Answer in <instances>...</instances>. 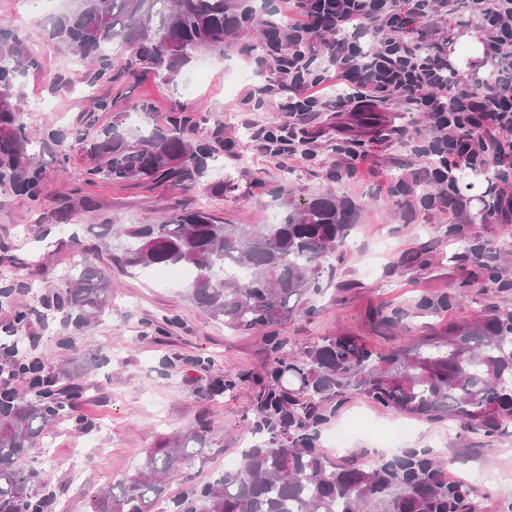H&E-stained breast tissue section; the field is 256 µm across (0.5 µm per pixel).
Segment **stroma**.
<instances>
[{
	"label": "stroma",
	"mask_w": 512,
	"mask_h": 512,
	"mask_svg": "<svg viewBox=\"0 0 512 512\" xmlns=\"http://www.w3.org/2000/svg\"><path fill=\"white\" fill-rule=\"evenodd\" d=\"M50 12L42 0H0V26L23 23L30 47L41 68L25 79L24 118L35 134L46 128L76 127L94 101L107 97L112 112H125L141 102L153 106L151 119L162 123L171 110L201 112L204 133L224 132V192L212 193L206 183L189 191L167 184L87 183L83 167L74 163L65 172L48 167V189L39 203L14 195L0 196V367L20 355L40 361L54 388L63 368L83 369L82 388L73 398L74 410L44 439L51 460L32 452L26 467L38 473V484L54 490L51 512H88L95 496L112 481L135 476L145 456L163 437L177 435L207 418L213 426L212 450L186 467L181 479L167 489L177 495L186 485L206 482L237 462L249 445L253 419L252 376L269 363L265 332L243 334L224 327L188 299L182 285H165L148 268L135 274L113 271L112 306L97 323L79 327L63 312H49L43 301L64 271L79 259L80 250L107 262L109 253L96 231L100 224H154L179 203L209 212L220 224H272L283 214L286 195L300 199L327 193L349 199L358 207V221L310 293L311 312L294 315L278 327L289 353L308 343L337 334L356 336L375 350L411 341L443 322L471 319L484 308H512V290L490 289L483 270L463 258L464 244L493 242L499 261L512 272V222L483 221L487 207L485 184L461 177L462 197L455 215L426 209L422 196L437 193L427 184L420 191L396 195L393 185L415 178L416 159L392 127L414 128L429 134L421 113L408 111L401 101L381 110L379 125H358L351 138L360 140L367 158H348L335 151L339 118L317 112L306 121L289 124L279 112L281 93L272 90V62L258 47L259 35L247 31L226 46L223 55L201 54L171 82L143 73L118 82L88 86L83 67L48 36ZM466 14L455 21L435 19L448 39L450 65L478 83L491 71L483 61L469 58ZM268 87L261 104L249 99ZM112 112L97 114L99 125ZM290 136L311 158L299 166L284 158L258 153L257 128ZM91 197L93 213H85L80 197ZM462 232L448 234L449 223ZM465 291L464 301L449 307L445 318L421 317L419 301ZM28 320L14 337L18 354L5 343L17 306ZM400 311L402 319L389 328L373 318L375 309ZM238 378L223 391L214 385L224 376ZM405 421L408 430L396 440L400 448H431L450 479L472 481L482 475L478 489L484 512H504L512 503V435L487 443L461 433L454 424H431L399 418L362 395H351L321 429L320 448L335 454V435L348 429L346 455L374 463L379 453L377 429Z\"/></svg>",
	"instance_id": "stroma-1"
}]
</instances>
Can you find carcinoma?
Listing matches in <instances>:
<instances>
[{
  "instance_id": "1",
  "label": "carcinoma",
  "mask_w": 512,
  "mask_h": 512,
  "mask_svg": "<svg viewBox=\"0 0 512 512\" xmlns=\"http://www.w3.org/2000/svg\"><path fill=\"white\" fill-rule=\"evenodd\" d=\"M263 27L269 55L301 51L274 20H261L250 0H75L56 16L49 37L84 65V82L113 83L140 70L172 81L197 53L224 51L245 28ZM38 55L17 29L0 27V193L33 202L44 195L45 154L63 168L85 164L89 181L170 184L185 190L208 176L224 137L199 135L193 111L171 113L161 127L140 103L112 116L89 137L81 127L33 135L23 119V78L40 69ZM356 207L331 194L304 203L288 199L277 224H217L183 206L157 224H103L115 242L110 260L122 272L178 267L191 272L189 297L224 326L246 333L272 329L297 312L322 268L355 226ZM464 295L423 300L418 309L441 316ZM47 306L88 326L112 306V274L83 258L57 286ZM271 363L256 382L253 433L237 467L219 479L190 484L171 512H481L478 489L450 483L439 457L403 448L367 466L333 459L316 447L320 427L352 394L418 419L458 424L493 440L512 427V310L486 309L473 321L430 330L409 343L375 352L345 334L318 340L298 356L270 337ZM39 362L19 359L3 370L0 388V512H45L50 491L34 489L37 473L23 461L52 425L72 411L80 377L49 388ZM22 379L19 394L12 381ZM210 422L164 440L138 474L112 482L90 512H155L173 476L198 460L210 442Z\"/></svg>"
}]
</instances>
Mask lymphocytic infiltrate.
I'll list each match as a JSON object with an SVG mask.
<instances>
[{"label": "lymphocytic infiltrate", "instance_id": "1", "mask_svg": "<svg viewBox=\"0 0 512 512\" xmlns=\"http://www.w3.org/2000/svg\"><path fill=\"white\" fill-rule=\"evenodd\" d=\"M294 16L288 31L306 40L303 56L276 62L290 90L281 111L289 117L331 111L359 117L364 108L391 99L423 113L435 138L405 129L416 156L424 158V181L443 187L427 206L455 211L457 171L495 162L502 182L512 181V0H287ZM467 17L487 36V63L500 73L492 95L448 67V48L429 25L430 16ZM345 85L336 98L313 94L327 81Z\"/></svg>", "mask_w": 512, "mask_h": 512}]
</instances>
